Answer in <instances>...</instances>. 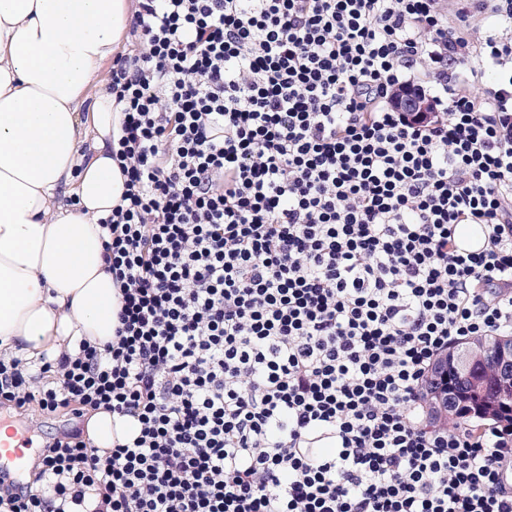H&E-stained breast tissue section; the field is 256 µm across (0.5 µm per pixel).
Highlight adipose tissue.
<instances>
[{
	"label": "adipose tissue",
	"instance_id": "1",
	"mask_svg": "<svg viewBox=\"0 0 512 512\" xmlns=\"http://www.w3.org/2000/svg\"><path fill=\"white\" fill-rule=\"evenodd\" d=\"M139 0H0V357L40 360L110 342L119 290L100 221L125 191L110 155L124 114L97 89ZM99 410V450L136 437Z\"/></svg>",
	"mask_w": 512,
	"mask_h": 512
}]
</instances>
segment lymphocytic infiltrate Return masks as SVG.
<instances>
[{"label":"lymphocytic infiltrate","instance_id":"f902f5d3","mask_svg":"<svg viewBox=\"0 0 512 512\" xmlns=\"http://www.w3.org/2000/svg\"><path fill=\"white\" fill-rule=\"evenodd\" d=\"M480 4L141 0L109 82L115 336L0 359L1 404L141 430L55 438L0 512H512V427L424 412L449 346L512 335V0ZM419 64L428 115L393 104ZM140 425L137 419L130 416L99 410L86 416L84 431L86 438L100 452L124 444L139 434Z\"/></svg>","mask_w":512,"mask_h":512}]
</instances>
